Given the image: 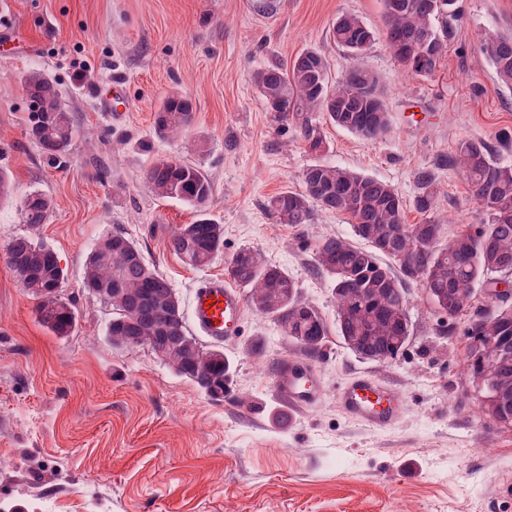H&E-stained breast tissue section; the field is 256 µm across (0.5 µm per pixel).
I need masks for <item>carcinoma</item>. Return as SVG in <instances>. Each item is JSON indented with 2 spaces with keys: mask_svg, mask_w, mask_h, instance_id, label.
<instances>
[{
  "mask_svg": "<svg viewBox=\"0 0 512 512\" xmlns=\"http://www.w3.org/2000/svg\"><path fill=\"white\" fill-rule=\"evenodd\" d=\"M453 4L454 0H383L380 32L356 15L337 16L330 38L356 63L334 87L329 85L327 59L313 49L300 52L287 65L258 70L254 83L267 110L292 125L314 153L326 147L321 115L365 140H377L391 127L386 91L380 77L358 60L381 39L407 73L431 74L455 37L458 17ZM482 49L498 85L512 89V33H486ZM25 91L36 106L28 114L26 134L55 161L67 152L75 134L62 94L40 73L28 76ZM194 123L191 99L172 93L155 113L154 132L162 139L182 140ZM448 164L465 175L487 216L477 230L458 232L448 241L438 219L405 223L403 199L391 185L339 165L309 166L302 174L303 192L283 191L267 202V210L280 224H310L318 209L341 214L364 242L356 246L329 237L316 249L318 267L331 276L339 334L358 339L356 355L362 358L380 360L393 342L408 341V285L419 283L445 298L447 314L453 317L465 309L477 288H494L496 275L512 272V163L497 159L486 143L467 140L459 143ZM145 178L157 197L179 200L198 213L193 223L174 230L169 247L190 266L208 264L224 247V227L205 217L212 196L207 176L197 166L163 158L151 164ZM415 182V207L424 214L432 212L437 196L433 170H418ZM51 208L48 196L26 195L24 223L37 230ZM382 256L390 263H382ZM7 259L22 288L36 300L43 326L57 336L70 335L76 314L64 297V272L53 249L22 235L8 245ZM228 271L248 288L256 312L275 317L285 335L308 353L320 351L326 322L315 307L299 299L298 285L287 270L242 248ZM83 288L95 298L112 300V321L106 328L112 344L147 346L209 398H224L228 360L204 354L187 329L175 292L134 241L121 232L104 235L86 259ZM480 335L500 337L503 347L494 361L484 358V348L469 347L467 369L499 382L502 418L512 417V306L489 313Z\"/></svg>",
  "mask_w": 512,
  "mask_h": 512,
  "instance_id": "carcinoma-1",
  "label": "carcinoma"
}]
</instances>
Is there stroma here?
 Masks as SVG:
<instances>
[{
    "label": "stroma",
    "mask_w": 512,
    "mask_h": 512,
    "mask_svg": "<svg viewBox=\"0 0 512 512\" xmlns=\"http://www.w3.org/2000/svg\"><path fill=\"white\" fill-rule=\"evenodd\" d=\"M0 0V169L14 184L0 201V512H512L495 479L512 478V426L462 399L471 311L437 313L419 285L409 288L411 335L392 360H367L336 328L330 277L318 269L322 238L354 240L344 216L277 223L266 201L303 189L310 165L331 163L385 181L410 224L415 173L483 141L512 163V90L499 87L481 51L484 31H512V0H455L458 32L432 75L408 76L376 42L364 55L387 92L391 128L363 140L323 122V152H310L267 112L259 69L314 48L330 80L352 63L329 36L336 16L383 27L381 0ZM55 81L75 135L49 161L26 134L28 75ZM122 82L126 110L105 99ZM172 93L196 110L193 149L159 139L155 114ZM188 161L208 176L209 218L224 227L213 262L193 268L168 248L196 212L157 198L146 180L159 158ZM435 214L448 234L480 224L485 212L456 167L437 170ZM49 196L45 224L30 231L22 200ZM133 239L171 284L184 315L196 285L227 276L243 247L284 267L301 301L323 316L328 335L315 358L324 395L291 411L275 396L281 360L301 356L277 320L245 308L235 340L222 346L231 389L214 401L146 347L113 345L110 307L83 288L88 253L106 233ZM36 239L58 256L76 326L57 336L7 262L10 241ZM398 390L399 420L377 430L346 416L337 390L356 373Z\"/></svg>",
    "instance_id": "35a3bbf8"
}]
</instances>
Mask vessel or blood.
<instances>
[{"instance_id": "1", "label": "vessel or blood", "mask_w": 512, "mask_h": 512, "mask_svg": "<svg viewBox=\"0 0 512 512\" xmlns=\"http://www.w3.org/2000/svg\"><path fill=\"white\" fill-rule=\"evenodd\" d=\"M244 311L241 291L221 276L203 280L192 297V312L198 328L216 341L233 340ZM277 395L293 409L316 405L322 390L316 381L313 361L291 358L281 361L274 377ZM344 413L377 429L391 426L400 416L403 399L370 374L358 373L336 393Z\"/></svg>"}]
</instances>
